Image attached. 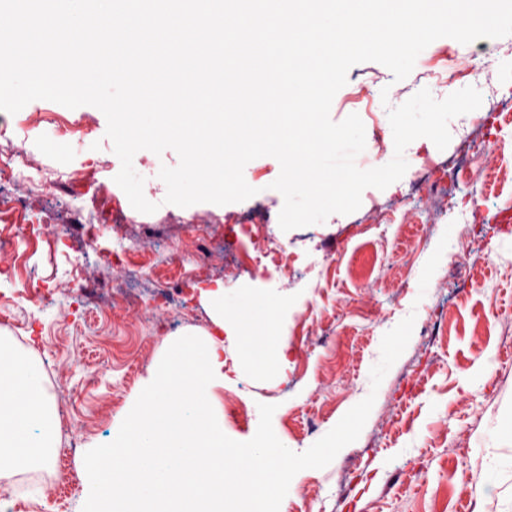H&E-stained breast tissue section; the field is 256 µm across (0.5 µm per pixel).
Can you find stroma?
I'll use <instances>...</instances> for the list:
<instances>
[{"label":"stroma","mask_w":512,"mask_h":512,"mask_svg":"<svg viewBox=\"0 0 512 512\" xmlns=\"http://www.w3.org/2000/svg\"><path fill=\"white\" fill-rule=\"evenodd\" d=\"M512 59V35L461 44L440 38L424 49L402 81L376 62L352 66L336 93L330 117L339 122L358 114L365 127L366 168L388 163L394 143L388 110L421 89L442 99L450 85L449 67L469 70V84L482 93L481 106L453 118L451 141L438 150L426 138L408 145L404 178L386 189H365L360 208L330 215L325 222L282 231L284 199L273 190L280 173L270 156L247 165V183L256 195L237 203H165L159 166H177L174 150L156 155L142 150L133 166L143 177L154 213L135 210L116 184L120 161L106 136L107 121L96 107L75 109L35 100L16 114L0 111V157L12 156L21 141L39 169L37 185L13 182L9 191L23 208L0 213L1 224L30 225L14 260L0 263V336L16 353L30 357L44 372L65 382L46 383L54 412L70 413L77 446L63 469L48 466L49 480L65 475L43 509L24 508L18 498L4 500L0 512H82L88 476L85 453L115 440L142 389L153 379L170 345L179 337L213 335L224 343V366L213 390L214 406L224 413V432L244 442L256 433L259 404L275 405L278 439L301 453L329 432L368 394L376 399L356 441L326 467L305 469L290 483L280 512H505L512 506V472L490 477L500 455L512 445H494L493 431L512 428V93L493 95L489 84ZM485 141L481 161L466 164L464 140ZM71 148L58 159L50 142ZM467 166L438 209L423 203L407 222L393 217L394 202L409 190L422 167ZM85 207L103 217L94 249L79 240L80 229L64 236L72 209ZM268 224L271 236L288 246L293 277L274 266L224 273V237H238L234 257L253 254L248 223ZM477 240L480 253L464 277L452 274L441 258L433 288L420 291L423 267L445 228ZM159 238L161 248L177 241L213 251L205 263L156 266L153 280L134 283L135 292H167L171 282L181 295L161 320L144 309L118 304L101 314L86 311L75 266L111 256L122 235ZM36 280L41 294L22 289ZM377 284V293L367 292ZM223 286L225 300L277 296L286 311L260 317L263 336L287 349L279 370L251 364L242 349L233 315L216 326V309L202 297ZM415 324L410 341L372 388L368 370L383 335L407 316ZM397 407L393 420L386 408ZM349 473H341L343 462Z\"/></svg>","instance_id":"stroma-1"}]
</instances>
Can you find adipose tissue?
I'll return each instance as SVG.
<instances>
[{"label":"adipose tissue","instance_id":"adipose-tissue-1","mask_svg":"<svg viewBox=\"0 0 512 512\" xmlns=\"http://www.w3.org/2000/svg\"><path fill=\"white\" fill-rule=\"evenodd\" d=\"M38 364L0 348V471L42 469L51 458L57 419L44 399Z\"/></svg>","mask_w":512,"mask_h":512}]
</instances>
